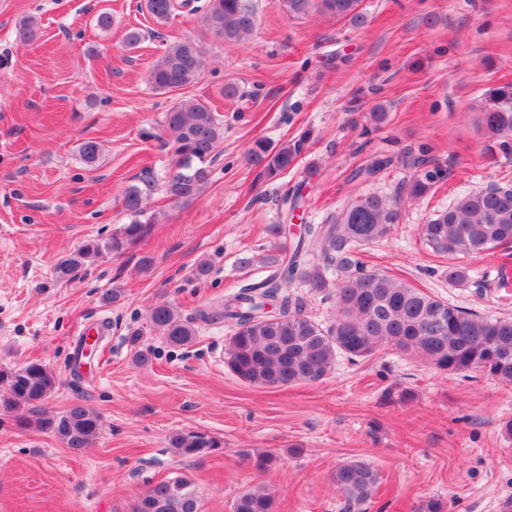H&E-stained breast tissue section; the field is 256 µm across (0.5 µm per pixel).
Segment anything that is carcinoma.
<instances>
[{"instance_id":"obj_1","label":"carcinoma","mask_w":512,"mask_h":512,"mask_svg":"<svg viewBox=\"0 0 512 512\" xmlns=\"http://www.w3.org/2000/svg\"><path fill=\"white\" fill-rule=\"evenodd\" d=\"M154 20L164 25L179 12L198 15L201 25L229 43L250 40L258 25L256 0H143ZM363 0H286L288 14L305 19L320 12L354 25L365 22ZM38 20L27 16L19 24L18 38L36 37ZM204 67L203 52L191 40H178L164 48L153 63L148 82L153 90L167 93L194 82ZM478 124L504 155L512 153V84L490 88L477 112ZM164 126L177 157L176 171L165 190L176 202L196 198L208 183L209 165L224 139V123L207 104L182 98L164 113ZM306 133L272 147L262 140L248 150L258 166L257 179L271 181L294 167L305 151ZM415 173L390 196L362 195L322 224H307L304 232L288 245L283 260H274L263 280L243 288L224 300V308L213 320L232 324L224 364L245 383L283 387L316 381L326 376L338 357L368 359L383 344L429 360L437 370L465 376L478 370L503 385L512 386V318L480 315L449 304L405 280L368 267L361 247L388 239L400 223L404 200L424 197L447 177L438 165L417 157ZM155 190V181L141 183L123 194L125 210L134 217L102 244L85 242L60 260L55 272L60 278L97 258L104 251L115 254L140 237L153 217L145 216L143 204ZM420 236L436 256L450 260L448 280L465 285L469 270L458 260L486 253L512 242V186H489L459 195L445 210L432 214L421 226ZM299 284L312 295L336 300V315L327 324L305 311L303 300L288 291ZM276 306L275 314L266 311ZM150 322L174 347L192 342L195 330L168 303L155 305ZM58 383L57 376L41 361L0 371V384L7 396L0 397L6 412L21 409L19 424L49 430L73 451H81L99 436L101 415L75 403L54 413L46 401ZM171 447L183 457H197L221 448V442L206 433L179 432ZM336 490L345 498L346 512L371 499L381 477L364 461L340 465L332 475ZM142 495L151 503L149 512H200L191 482L181 476L146 488ZM274 496L263 488L237 496L234 512H275Z\"/></svg>"}]
</instances>
